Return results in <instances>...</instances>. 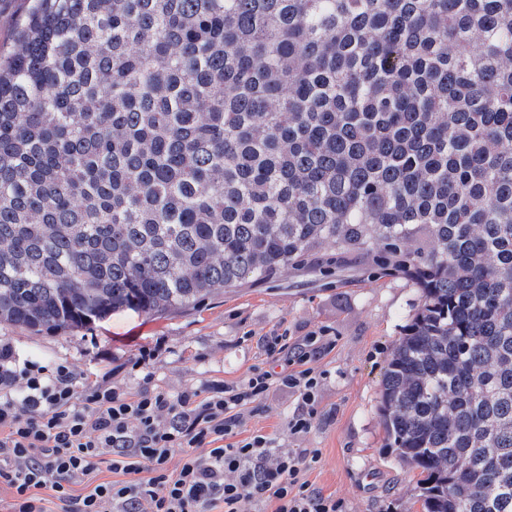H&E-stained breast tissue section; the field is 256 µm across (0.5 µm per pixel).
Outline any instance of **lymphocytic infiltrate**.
Returning <instances> with one entry per match:
<instances>
[{"label": "lymphocytic infiltrate", "instance_id": "obj_1", "mask_svg": "<svg viewBox=\"0 0 512 512\" xmlns=\"http://www.w3.org/2000/svg\"><path fill=\"white\" fill-rule=\"evenodd\" d=\"M332 344L325 335L292 345L277 336L266 344L268 370L245 381L131 395L99 380L78 383L67 365L20 359L0 342V483L14 491L8 512H45L38 494L45 487L61 512H243L248 502L274 512H342L306 478L318 449L241 434L250 405L274 387L297 400L289 434H307L321 379L311 363ZM103 464L115 481L74 495Z\"/></svg>", "mask_w": 512, "mask_h": 512}]
</instances>
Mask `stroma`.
Segmentation results:
<instances>
[{
  "instance_id": "stroma-1",
  "label": "stroma",
  "mask_w": 512,
  "mask_h": 512,
  "mask_svg": "<svg viewBox=\"0 0 512 512\" xmlns=\"http://www.w3.org/2000/svg\"><path fill=\"white\" fill-rule=\"evenodd\" d=\"M419 302L408 277L386 271L370 254L326 244L298 265L225 289L190 310L117 311L92 328L68 332L1 324L0 340L21 358L68 364L82 379L109 376L120 391H136L148 378L175 393L268 369L264 346L271 337L293 343L327 331L336 345L315 363L322 379L311 431L289 435L296 400L275 389L250 410L246 432L275 434L285 448L319 449L309 480L339 501L342 512H421L419 475L388 448L378 409L391 352ZM155 347L160 355L140 364L142 353Z\"/></svg>"
}]
</instances>
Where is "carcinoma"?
Masks as SVG:
<instances>
[{
  "label": "carcinoma",
  "mask_w": 512,
  "mask_h": 512,
  "mask_svg": "<svg viewBox=\"0 0 512 512\" xmlns=\"http://www.w3.org/2000/svg\"><path fill=\"white\" fill-rule=\"evenodd\" d=\"M325 243L419 288L379 411L423 512H512V0H32L0 323L190 308Z\"/></svg>",
  "instance_id": "cac0c4a2"
}]
</instances>
